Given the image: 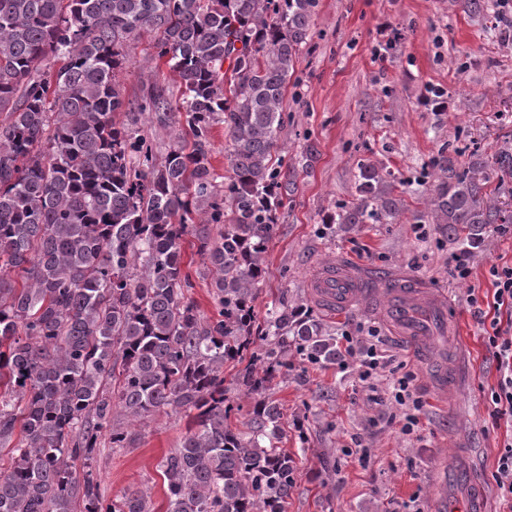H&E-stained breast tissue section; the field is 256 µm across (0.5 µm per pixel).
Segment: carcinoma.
I'll return each instance as SVG.
<instances>
[{
	"label": "carcinoma",
	"mask_w": 512,
	"mask_h": 512,
	"mask_svg": "<svg viewBox=\"0 0 512 512\" xmlns=\"http://www.w3.org/2000/svg\"><path fill=\"white\" fill-rule=\"evenodd\" d=\"M318 0H0V512H153L129 488L105 502L92 469L100 439L126 447L112 409L140 419L195 412L160 463L166 512H285L295 457L267 447L281 412L266 391L293 343L336 361L311 311L253 302L265 282L275 215L293 185L273 158L288 79L312 35ZM143 29L178 73L181 102L155 86L141 109L187 131L163 162L116 123V72ZM224 123L229 175L209 161ZM435 224H464L467 252L512 211L484 199L479 169L441 162ZM356 202L323 226L388 224L392 181L358 164ZM208 210L207 223L193 213ZM210 224L224 229L210 239ZM215 269L217 318L185 294L182 238ZM250 356H245V352ZM249 358L236 385L255 396L249 436L228 420L224 364ZM18 443H13L15 430Z\"/></svg>",
	"instance_id": "cac0c4a2"
}]
</instances>
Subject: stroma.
<instances>
[{"instance_id": "35a3bbf8", "label": "stroma", "mask_w": 512, "mask_h": 512, "mask_svg": "<svg viewBox=\"0 0 512 512\" xmlns=\"http://www.w3.org/2000/svg\"><path fill=\"white\" fill-rule=\"evenodd\" d=\"M506 0H485L483 10L464 0H318L312 38L288 82L285 123L278 156L293 167V190L276 214L277 231L266 254L268 275L254 305L265 314L272 304L310 307L336 341L332 364H310L289 352L287 365L269 394L282 413L281 445L295 454L298 472L286 512H433L443 467L471 471L499 508L492 474L499 452L512 442V426L493 423L485 387L497 372L486 350L470 289L492 285V263L512 261V231L488 227L472 250V274L453 276V258L465 229L449 231L431 221L438 170L480 164L488 199L512 197L498 187L497 156L512 152V28ZM157 35L143 30L130 42L129 64L118 74L127 111L116 113L134 135L146 137L165 157L182 133L177 123L157 124L140 111L147 90L162 86L178 94L180 79L157 57ZM441 90L448 110L424 106V96ZM370 160L400 183L403 208L390 224H338L322 230L328 212L357 197V165ZM200 243L182 242L190 274L187 296L202 318L217 315L215 271ZM345 262L364 271L367 287L400 271L450 295L447 327H435L437 353L464 352L468 382L454 400L440 403L430 388L432 361L419 358L395 329L372 310L369 299L332 315L312 296L311 276ZM352 337L354 355L344 351ZM383 360L361 380L368 347ZM413 374L422 400L413 433H405L406 407L393 398L397 381ZM130 436L123 451L101 443L94 474L106 498L128 488L145 490L158 512L165 507L159 464L192 422L172 410L130 420L113 409Z\"/></svg>"}]
</instances>
